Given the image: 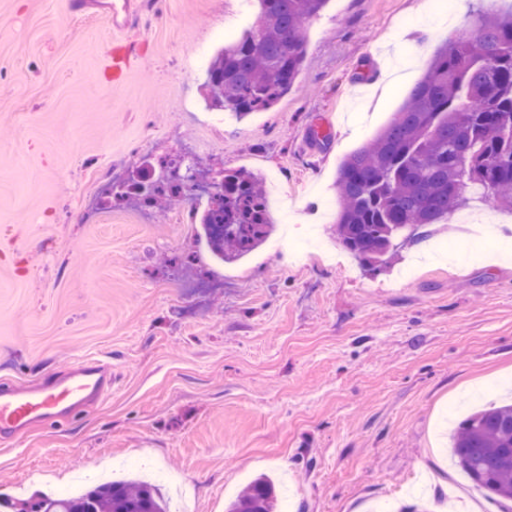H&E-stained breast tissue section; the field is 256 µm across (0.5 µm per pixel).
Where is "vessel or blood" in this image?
I'll return each instance as SVG.
<instances>
[{
  "label": "vessel or blood",
  "mask_w": 512,
  "mask_h": 512,
  "mask_svg": "<svg viewBox=\"0 0 512 512\" xmlns=\"http://www.w3.org/2000/svg\"><path fill=\"white\" fill-rule=\"evenodd\" d=\"M112 376L101 362L80 361L68 375L22 391L0 386V436L34 424L52 425L68 419L87 402L108 393Z\"/></svg>",
  "instance_id": "1"
}]
</instances>
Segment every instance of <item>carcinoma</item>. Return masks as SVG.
<instances>
[{"label":"carcinoma","instance_id":"carcinoma-1","mask_svg":"<svg viewBox=\"0 0 512 512\" xmlns=\"http://www.w3.org/2000/svg\"><path fill=\"white\" fill-rule=\"evenodd\" d=\"M330 0H256L257 19L208 67L209 106L237 117L267 110L292 88L306 56L305 24ZM336 236L358 257L380 261L396 227L451 223L470 199L512 211V12L477 11L474 31L436 48L390 121L337 173ZM223 262L256 249L271 230L261 183L224 175V194L201 217ZM455 464L493 501L512 500V404L462 419L450 437ZM275 484L261 476L227 512H276ZM30 512H167L145 479L114 480L79 497L40 495Z\"/></svg>","mask_w":512,"mask_h":512}]
</instances>
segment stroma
Segmentation results:
<instances>
[{
	"label": "stroma",
	"mask_w": 512,
	"mask_h": 512,
	"mask_svg": "<svg viewBox=\"0 0 512 512\" xmlns=\"http://www.w3.org/2000/svg\"><path fill=\"white\" fill-rule=\"evenodd\" d=\"M129 26L71 17L62 0H0V384L107 363L112 390L55 426L0 439V496L94 479L108 461L180 477L196 512H227L279 477L286 512H370L438 499L496 512L447 465L451 408L492 383L512 399V252L402 269L462 225L398 238L385 264L290 254L309 228L331 250L342 159L391 119L435 48L469 32L477 0H331L305 26L293 87L244 118L209 107L206 69L254 22L253 0H133ZM215 179L277 173L273 229L233 263L201 236ZM147 168L158 205L101 190ZM98 200L95 221L84 203Z\"/></svg>",
	"instance_id": "stroma-1"
}]
</instances>
